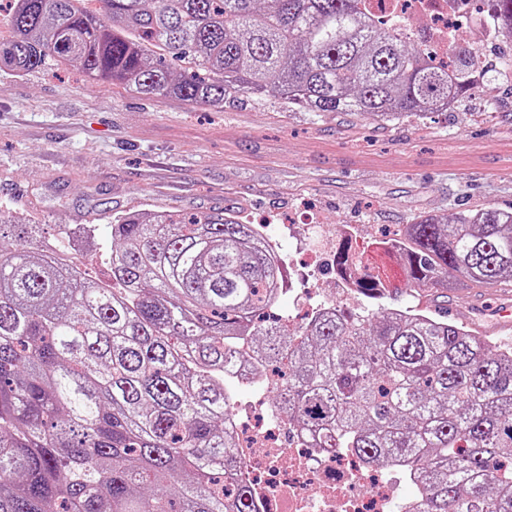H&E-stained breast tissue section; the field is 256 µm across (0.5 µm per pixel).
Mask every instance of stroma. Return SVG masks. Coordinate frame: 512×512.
<instances>
[{
	"label": "stroma",
	"instance_id": "stroma-1",
	"mask_svg": "<svg viewBox=\"0 0 512 512\" xmlns=\"http://www.w3.org/2000/svg\"><path fill=\"white\" fill-rule=\"evenodd\" d=\"M156 206L348 226L369 267L398 280L403 264L378 248L381 229L512 208V71L470 103L385 125L351 112L287 111L269 96L219 112L91 83L72 68L0 70L1 210L34 215L49 239L93 223L83 268L99 277L112 245L107 217ZM498 295L451 278L387 290L380 304L422 309L436 298L464 324L475 304Z\"/></svg>",
	"mask_w": 512,
	"mask_h": 512
}]
</instances>
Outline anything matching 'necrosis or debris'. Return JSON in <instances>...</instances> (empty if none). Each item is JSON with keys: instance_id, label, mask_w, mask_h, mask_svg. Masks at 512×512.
<instances>
[{"instance_id": "necrosis-or-debris-1", "label": "necrosis or debris", "mask_w": 512, "mask_h": 512, "mask_svg": "<svg viewBox=\"0 0 512 512\" xmlns=\"http://www.w3.org/2000/svg\"><path fill=\"white\" fill-rule=\"evenodd\" d=\"M365 5L373 22L404 26L439 61L447 59L460 27L473 30L469 50L478 75L488 37L501 32L488 0H366ZM236 378L262 392L250 416L232 411L224 420L236 439L239 479L252 488L256 512H410L416 500L401 494L399 467L375 468L329 448L309 447L275 407L281 375L257 374L246 363Z\"/></svg>"}]
</instances>
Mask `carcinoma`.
<instances>
[{"mask_svg":"<svg viewBox=\"0 0 512 512\" xmlns=\"http://www.w3.org/2000/svg\"><path fill=\"white\" fill-rule=\"evenodd\" d=\"M0 68L72 66L94 83L200 106L268 95L381 123L487 92L468 47L432 64L362 0H9ZM112 283L0 215V512H253L224 431L241 337L288 371L275 401L314 448L419 472L423 512H512V346L444 315L316 314L289 338L260 321L282 264L229 212L112 218ZM411 288L448 273L512 285V210L423 215L389 239Z\"/></svg>","mask_w":512,"mask_h":512,"instance_id":"carcinoma-1","label":"carcinoma"}]
</instances>
